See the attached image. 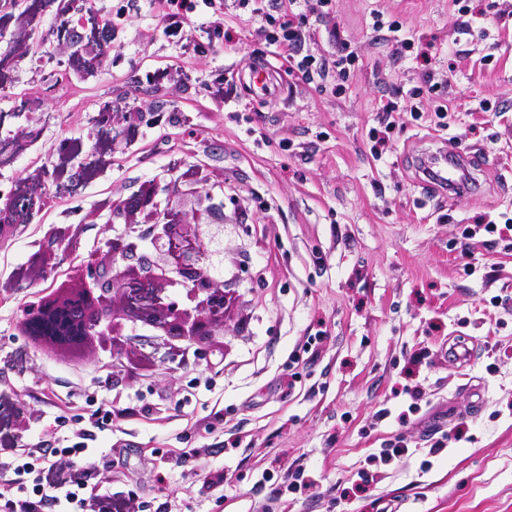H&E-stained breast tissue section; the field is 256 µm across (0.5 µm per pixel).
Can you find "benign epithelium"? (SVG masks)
Listing matches in <instances>:
<instances>
[{
    "mask_svg": "<svg viewBox=\"0 0 512 512\" xmlns=\"http://www.w3.org/2000/svg\"><path fill=\"white\" fill-rule=\"evenodd\" d=\"M112 214L124 217L126 233L105 252H94L78 269V291L53 307L42 300L27 307L22 327L30 336L104 339L121 335L123 321L153 325L164 336L203 342L224 331L225 309L233 293L207 268L217 256L208 245L224 234L222 224H191L168 206L153 207L143 222L120 200ZM153 241L156 256L139 252L138 241ZM177 282L194 305L181 307L168 298Z\"/></svg>",
    "mask_w": 512,
    "mask_h": 512,
    "instance_id": "obj_1",
    "label": "benign epithelium"
}]
</instances>
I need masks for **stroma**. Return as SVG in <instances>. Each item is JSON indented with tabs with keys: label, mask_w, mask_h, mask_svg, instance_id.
Wrapping results in <instances>:
<instances>
[{
	"label": "stroma",
	"mask_w": 512,
	"mask_h": 512,
	"mask_svg": "<svg viewBox=\"0 0 512 512\" xmlns=\"http://www.w3.org/2000/svg\"><path fill=\"white\" fill-rule=\"evenodd\" d=\"M94 3L93 32L72 0H34L45 45L0 67V197L32 165L56 176L0 227V390L17 398L0 478H12L16 449L84 441L96 450L80 464L88 493L107 486L135 512H512V231L476 226L512 217V0H465L463 12L452 0H335L303 51L351 44L359 59L343 93L277 83L261 98L250 68L264 58L265 0H223L241 25L230 43L198 16L191 40L166 36L154 0ZM376 13L398 20L413 49L375 31ZM63 33L80 52L60 49ZM173 64L184 83L158 78ZM219 78L224 103L204 90ZM417 87L421 119L386 129L384 104ZM115 102L134 122L99 132L96 115ZM65 147L93 174L63 162ZM438 148L478 152L477 194H423L415 158ZM196 189L211 194L207 223L224 227L219 277L234 303L223 334L191 344L129 321L124 336L147 356L96 343L75 367L49 364L22 311L124 233L113 200L188 212ZM59 232L69 245L44 283L19 279ZM320 330L312 360L300 346ZM458 341L467 362L448 355ZM414 387L425 393L415 409ZM106 405L117 418L92 427ZM399 440L403 457L370 463ZM295 472L308 487L277 494Z\"/></svg>",
	"instance_id": "1"
}]
</instances>
